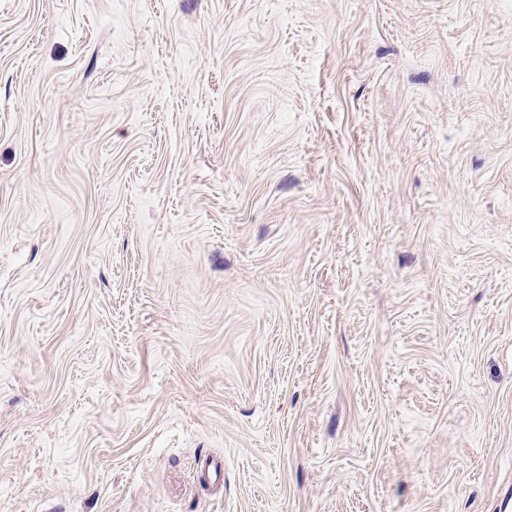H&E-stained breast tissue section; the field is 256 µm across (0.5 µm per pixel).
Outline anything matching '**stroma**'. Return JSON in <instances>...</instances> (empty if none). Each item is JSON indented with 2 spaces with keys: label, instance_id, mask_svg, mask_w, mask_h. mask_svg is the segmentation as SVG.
I'll return each mask as SVG.
<instances>
[{
  "label": "stroma",
  "instance_id": "stroma-1",
  "mask_svg": "<svg viewBox=\"0 0 512 512\" xmlns=\"http://www.w3.org/2000/svg\"><path fill=\"white\" fill-rule=\"evenodd\" d=\"M0 512H512V0H0Z\"/></svg>",
  "mask_w": 512,
  "mask_h": 512
}]
</instances>
